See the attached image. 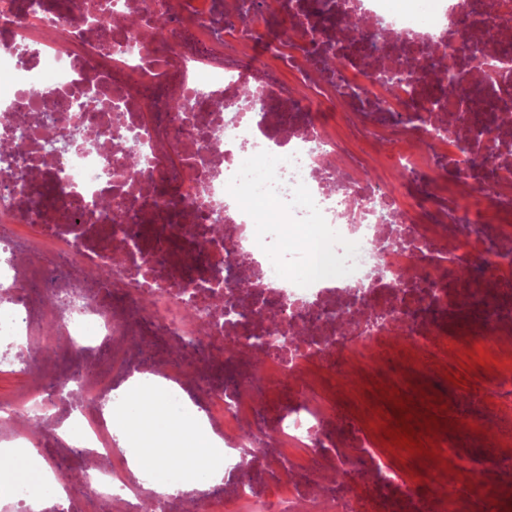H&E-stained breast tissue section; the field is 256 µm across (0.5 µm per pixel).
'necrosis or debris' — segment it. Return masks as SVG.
<instances>
[{"mask_svg":"<svg viewBox=\"0 0 512 512\" xmlns=\"http://www.w3.org/2000/svg\"><path fill=\"white\" fill-rule=\"evenodd\" d=\"M61 2L0 0V143L26 134L24 162L0 171V335L18 352L0 373H15L33 343L60 362L9 401L0 442L25 446L18 421L81 394L79 435L58 446L90 460L89 498L142 512L149 479L87 405L134 361L197 343L211 428L231 448L276 435L263 481L279 491L242 481L237 463L224 471L232 496L186 499L184 512H505L511 372L450 391L449 431L424 439L455 470L436 498L380 450L393 411L368 386L416 398L415 364L469 339L499 354L512 340V0ZM339 3L356 20L347 33L332 23ZM159 13L162 58L145 38ZM128 15L135 26L113 27ZM274 15L290 38L260 39ZM329 55L337 68L324 69ZM400 65L411 82L376 79ZM446 68L469 76V102L433 104ZM64 126L85 150L49 151ZM446 182L460 192L443 195ZM459 224L486 241L492 273L457 280L479 256L450 247ZM185 225L195 241L181 240ZM218 268L256 315L225 316L210 288ZM99 269L108 277L85 280ZM48 320L51 337H39ZM130 334L145 344L127 347ZM227 340L260 352V369L215 355ZM78 363L95 367L93 384L76 383ZM328 470L344 483L311 496Z\"/></svg>","mask_w":512,"mask_h":512,"instance_id":"1","label":"necrosis or debris"}]
</instances>
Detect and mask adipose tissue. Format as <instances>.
Here are the masks:
<instances>
[{
  "mask_svg": "<svg viewBox=\"0 0 512 512\" xmlns=\"http://www.w3.org/2000/svg\"><path fill=\"white\" fill-rule=\"evenodd\" d=\"M122 440L134 449L132 470L149 469L160 494L204 489L224 477L218 466L224 451L222 444L208 434L205 423L184 402L171 403L163 395L132 386ZM172 456L180 458L179 466L169 464ZM0 483L9 491L27 488L34 506L55 499L62 492L35 452L14 456L11 469L0 475Z\"/></svg>",
  "mask_w": 512,
  "mask_h": 512,
  "instance_id": "ef3b65f1",
  "label": "adipose tissue"
}]
</instances>
